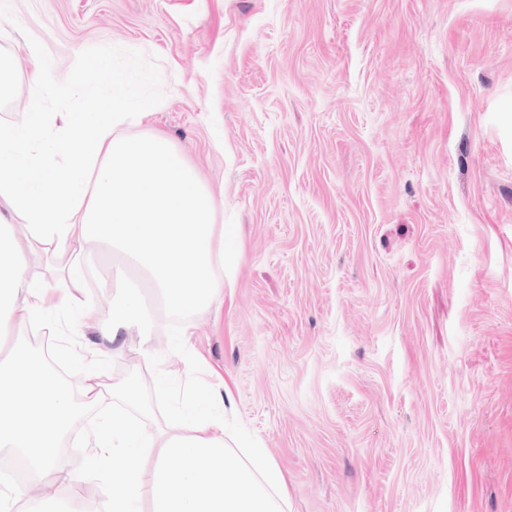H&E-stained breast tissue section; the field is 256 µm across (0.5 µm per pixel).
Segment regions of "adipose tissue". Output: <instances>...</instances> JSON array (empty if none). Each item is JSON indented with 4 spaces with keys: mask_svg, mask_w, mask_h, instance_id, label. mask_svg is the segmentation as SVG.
<instances>
[{
    "mask_svg": "<svg viewBox=\"0 0 512 512\" xmlns=\"http://www.w3.org/2000/svg\"><path fill=\"white\" fill-rule=\"evenodd\" d=\"M142 119L121 100L103 117L64 115L59 136L46 146L40 140L52 118L39 107L22 123L0 126V202L9 208L0 213V337L10 339L0 357V447L16 452L38 483L66 488L65 512H82L59 448L76 422L109 396L111 420L88 437L92 460L123 458L102 492L105 512H285L279 474L264 450L248 449L243 458L229 452L223 398L201 390L176 401L175 430L149 432L142 419L151 406L138 383L104 381L105 362L121 353L124 333L136 332L144 359L155 357L151 317L131 276L170 309L208 307L224 295L215 201L170 141L121 134ZM59 153L70 157L62 174L53 161ZM35 166L45 171L38 182L28 175ZM12 213L25 220V237L11 232ZM93 248L120 258L108 328L82 298V260ZM38 250L51 256L61 287H46L30 274ZM60 309L102 340L89 348L84 382L76 388L55 371L35 369L14 337L27 325L51 327L50 316Z\"/></svg>",
    "mask_w": 512,
    "mask_h": 512,
    "instance_id": "ef3b65f1",
    "label": "adipose tissue"
}]
</instances>
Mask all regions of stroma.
Segmentation results:
<instances>
[{
    "label": "stroma",
    "instance_id": "stroma-1",
    "mask_svg": "<svg viewBox=\"0 0 512 512\" xmlns=\"http://www.w3.org/2000/svg\"><path fill=\"white\" fill-rule=\"evenodd\" d=\"M102 49L149 110L125 134L171 140L238 227L221 306L106 366L138 373L145 428L158 373L197 365L288 512H512V0H0V125L83 112ZM52 334L78 374L96 334ZM90 425L61 447L89 502L112 479L85 474Z\"/></svg>",
    "mask_w": 512,
    "mask_h": 512
}]
</instances>
